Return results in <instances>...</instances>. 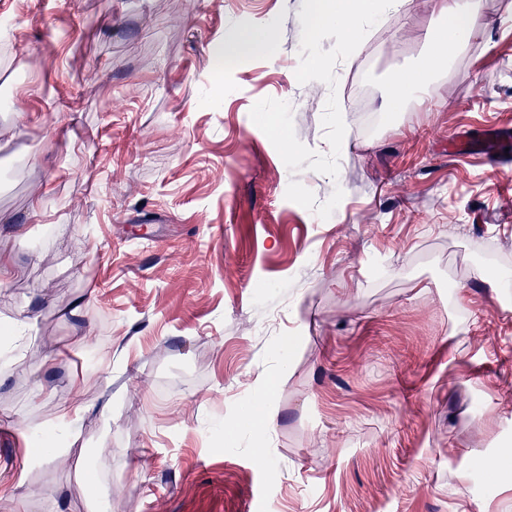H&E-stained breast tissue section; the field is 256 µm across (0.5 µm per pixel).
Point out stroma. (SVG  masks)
Returning a JSON list of instances; mask_svg holds the SVG:
<instances>
[{
    "instance_id": "obj_1",
    "label": "stroma",
    "mask_w": 512,
    "mask_h": 512,
    "mask_svg": "<svg viewBox=\"0 0 512 512\" xmlns=\"http://www.w3.org/2000/svg\"><path fill=\"white\" fill-rule=\"evenodd\" d=\"M311 0H0V512H512V0L424 101L431 0L358 46ZM268 29L223 66L230 30ZM294 337L287 369L280 342ZM273 388L269 463L234 430ZM92 404L66 430L63 403ZM29 427L21 435L15 415ZM53 431L65 467H27ZM433 68L430 65L422 66L417 72L402 71L397 74L391 86V106L399 107L406 99L421 92L430 82ZM448 144L450 151L458 158L477 155L494 170H511V127L489 128L478 132H455L448 137ZM506 148H509L508 152H505Z\"/></svg>"
}]
</instances>
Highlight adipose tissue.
Returning <instances> with one entry per match:
<instances>
[{"label": "adipose tissue", "instance_id": "obj_1", "mask_svg": "<svg viewBox=\"0 0 512 512\" xmlns=\"http://www.w3.org/2000/svg\"><path fill=\"white\" fill-rule=\"evenodd\" d=\"M405 0H311V19L308 28L317 35L332 29L342 46L356 45L364 31L373 22L380 7L393 10L404 6ZM434 8L443 22L438 41L441 46L437 62L452 60L464 50L474 37V21L480 0H433ZM275 419L269 393L260 394L245 412L242 425L254 429L253 452L259 462H267V442L262 435Z\"/></svg>", "mask_w": 512, "mask_h": 512}]
</instances>
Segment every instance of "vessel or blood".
<instances>
[{"instance_id": "vessel-or-blood-1", "label": "vessel or blood", "mask_w": 512, "mask_h": 512, "mask_svg": "<svg viewBox=\"0 0 512 512\" xmlns=\"http://www.w3.org/2000/svg\"><path fill=\"white\" fill-rule=\"evenodd\" d=\"M454 156L465 158L480 156L492 169L505 171L512 168V129L497 127L474 132L464 130L448 138Z\"/></svg>"}]
</instances>
